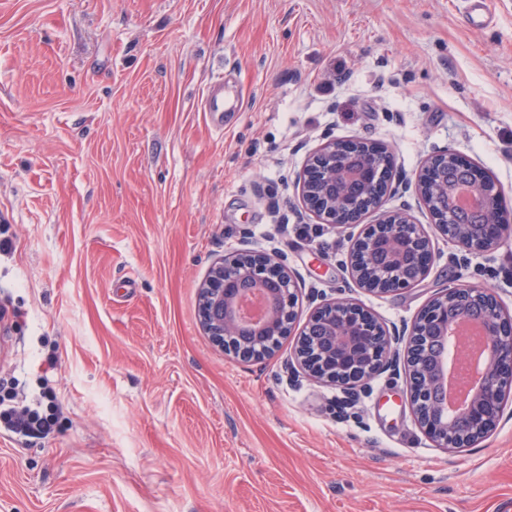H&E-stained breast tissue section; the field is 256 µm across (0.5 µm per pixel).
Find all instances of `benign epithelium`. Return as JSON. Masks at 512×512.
I'll use <instances>...</instances> for the list:
<instances>
[{
    "mask_svg": "<svg viewBox=\"0 0 512 512\" xmlns=\"http://www.w3.org/2000/svg\"><path fill=\"white\" fill-rule=\"evenodd\" d=\"M442 159L464 176L480 212L502 203V188L451 150L429 157L418 177V190L435 226L466 254L487 253L512 234V226L497 221L458 223V209L452 203L455 186L448 184V172L438 166ZM383 163L395 170L393 153L377 143L363 138L330 140L308 160L300 174V199L309 211L326 221L352 227L359 223L363 202L370 196L382 194L370 206L379 211L385 199L399 194L394 175L383 176ZM430 184L444 192L446 208L434 206ZM411 223L407 210L400 209L361 232L344 261L357 287L387 294L416 285L427 276L433 262L430 239L422 230L411 231ZM295 288V277L283 255L254 248L237 251L212 265L201 283L200 325L214 343L243 361L270 357L281 340L290 335L296 318ZM255 289L268 297L264 321L256 327L238 320L240 302ZM461 318L479 324L488 365L470 404L450 416L440 355L448 326ZM415 341L420 354L419 363L413 365L409 398L418 426L440 448L473 446L495 427L504 396L512 391V315L502 309L490 288L450 286L428 303L410 328L392 333L357 302L323 299L305 322L294 362L287 370L340 389L351 405L356 401L357 389L369 388L401 355L411 359L410 348Z\"/></svg>",
    "mask_w": 512,
    "mask_h": 512,
    "instance_id": "benign-epithelium-1",
    "label": "benign epithelium"
}]
</instances>
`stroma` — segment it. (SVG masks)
Listing matches in <instances>:
<instances>
[{
	"label": "stroma",
	"mask_w": 512,
	"mask_h": 512,
	"mask_svg": "<svg viewBox=\"0 0 512 512\" xmlns=\"http://www.w3.org/2000/svg\"><path fill=\"white\" fill-rule=\"evenodd\" d=\"M468 28L460 0H0V399L49 384L53 433L0 429V512H512V395L472 448L436 447L404 374L354 408L289 381L296 339L243 362L197 315L211 264L283 253L309 296L388 326L445 288L496 289L512 314V238L464 257L414 192L435 260L418 285L357 288L364 225L307 211L296 178L330 139L390 147L414 181L453 149L512 199V0ZM223 85L238 107L216 132Z\"/></svg>",
	"instance_id": "35a3bbf8"
}]
</instances>
